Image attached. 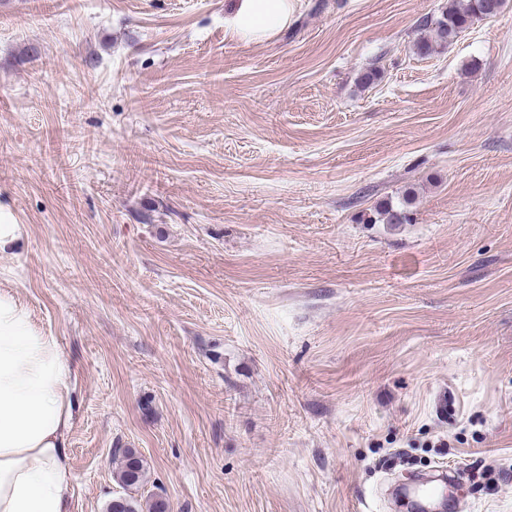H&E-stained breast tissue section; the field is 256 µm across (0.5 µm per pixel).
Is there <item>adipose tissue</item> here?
I'll return each instance as SVG.
<instances>
[{
	"instance_id": "1",
	"label": "adipose tissue",
	"mask_w": 512,
	"mask_h": 512,
	"mask_svg": "<svg viewBox=\"0 0 512 512\" xmlns=\"http://www.w3.org/2000/svg\"><path fill=\"white\" fill-rule=\"evenodd\" d=\"M293 0H234L224 22L243 40L285 27ZM73 367L55 337L0 291V512H69Z\"/></svg>"
}]
</instances>
